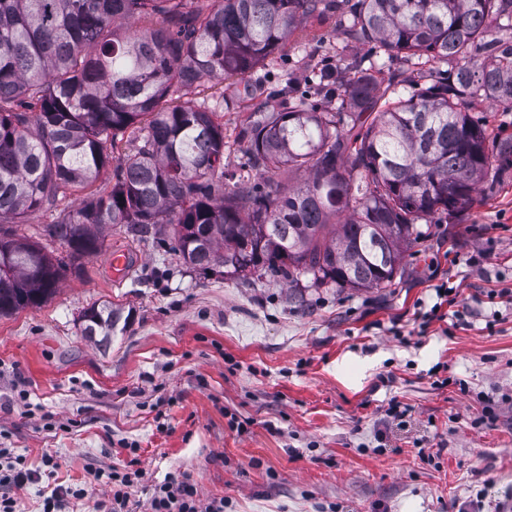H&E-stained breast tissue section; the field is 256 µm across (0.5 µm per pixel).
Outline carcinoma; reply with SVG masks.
Listing matches in <instances>:
<instances>
[{
    "label": "carcinoma",
    "mask_w": 512,
    "mask_h": 512,
    "mask_svg": "<svg viewBox=\"0 0 512 512\" xmlns=\"http://www.w3.org/2000/svg\"><path fill=\"white\" fill-rule=\"evenodd\" d=\"M353 17L349 36L389 56L465 61L452 81L379 104L372 78L340 94L344 112L290 103L241 130L250 167L289 168L297 188L245 179L224 188V125L179 92L244 77L316 12ZM164 16L161 27L152 18ZM512 0H0V316L39 307L66 264L5 224L52 209L116 163L109 191L62 208L46 235L74 265L104 249L106 228L162 235L189 268L246 280L264 270L298 282L385 288L415 221L474 201L492 154L466 102L512 108V44L486 37ZM118 21L122 34L111 32ZM494 57L477 62L478 46ZM139 145L112 159L126 134ZM83 334L108 344L122 319L93 304Z\"/></svg>",
    "instance_id": "cac0c4a2"
}]
</instances>
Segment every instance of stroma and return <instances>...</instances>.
<instances>
[{
  "mask_svg": "<svg viewBox=\"0 0 512 512\" xmlns=\"http://www.w3.org/2000/svg\"><path fill=\"white\" fill-rule=\"evenodd\" d=\"M351 23L311 16L251 75L190 90L224 125L225 175L248 169L238 134L251 113L292 96L339 111V97L315 95L318 70L344 86L367 69L405 99L458 67L377 53L347 37ZM468 112L487 129L493 165L471 206L418 220L390 287L242 281L183 266L173 237L117 229L49 301L0 317V448L37 472L10 492L18 512H42L59 485L85 489L93 505L105 473L134 459L136 512H151L156 486L184 478L201 502L225 499L224 512H512V303L486 301L512 284V154L502 150L512 110L476 98ZM113 252L123 270L109 265ZM445 282L465 323L420 332ZM105 301L128 316L107 346L80 321ZM394 402L404 420L388 416Z\"/></svg>",
  "mask_w": 512,
  "mask_h": 512,
  "instance_id": "obj_1",
  "label": "stroma"
}]
</instances>
